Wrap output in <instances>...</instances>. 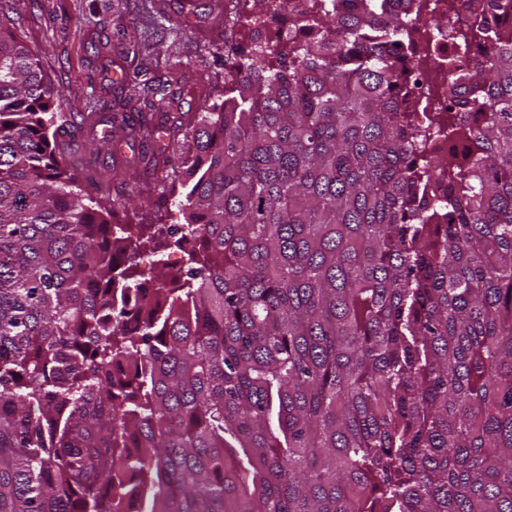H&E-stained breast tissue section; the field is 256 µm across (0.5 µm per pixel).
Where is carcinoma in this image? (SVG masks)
Segmentation results:
<instances>
[{
	"label": "carcinoma",
	"instance_id": "obj_1",
	"mask_svg": "<svg viewBox=\"0 0 512 512\" xmlns=\"http://www.w3.org/2000/svg\"><path fill=\"white\" fill-rule=\"evenodd\" d=\"M267 4L222 104L118 120L183 227L82 195L0 9V512H512V0L424 126L417 0Z\"/></svg>",
	"mask_w": 512,
	"mask_h": 512
}]
</instances>
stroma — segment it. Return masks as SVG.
<instances>
[{"label":"stroma","mask_w":512,"mask_h":512,"mask_svg":"<svg viewBox=\"0 0 512 512\" xmlns=\"http://www.w3.org/2000/svg\"><path fill=\"white\" fill-rule=\"evenodd\" d=\"M236 0H27L15 16L18 34L38 54L51 87L78 98L82 131L62 129L60 138L96 173L92 196L112 204L115 224H180L169 188L158 185L148 161L157 144H143L112 128L109 119L141 112L146 96L132 83L169 82V116L194 112L200 101L224 99V68L252 34L224 31ZM121 181H109L111 170Z\"/></svg>","instance_id":"35a3bbf8"}]
</instances>
